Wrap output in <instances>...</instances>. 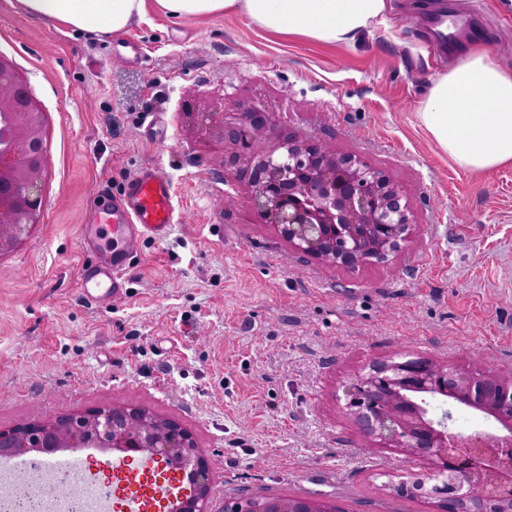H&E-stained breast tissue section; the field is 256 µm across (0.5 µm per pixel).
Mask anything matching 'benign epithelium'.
<instances>
[{"label": "benign epithelium", "mask_w": 512, "mask_h": 512, "mask_svg": "<svg viewBox=\"0 0 512 512\" xmlns=\"http://www.w3.org/2000/svg\"><path fill=\"white\" fill-rule=\"evenodd\" d=\"M10 136L0 142V257L14 251L41 222L47 169L45 117L15 67L0 57V119ZM198 124L242 149L231 162L250 171L249 204L275 227L293 253L327 266L355 270L384 262L410 234V205L396 181L360 156L301 133L280 137L265 153L244 151L267 134L268 112L242 113L224 126V113L199 112ZM346 408L368 447L392 448L424 462L425 477L389 484L398 495L433 503L434 512H512V371L459 368L406 355L374 361L346 392ZM464 406L493 420L501 433L460 438L451 411ZM65 448H99L160 460L188 473L189 491L166 501V512H209L212 470L193 434L136 405L65 413L0 430V461ZM230 512H334L302 498L244 497Z\"/></svg>", "instance_id": "1"}]
</instances>
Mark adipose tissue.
<instances>
[{"instance_id": "obj_1", "label": "adipose tissue", "mask_w": 512, "mask_h": 512, "mask_svg": "<svg viewBox=\"0 0 512 512\" xmlns=\"http://www.w3.org/2000/svg\"><path fill=\"white\" fill-rule=\"evenodd\" d=\"M26 13L83 34L113 35L155 7L177 20L243 16L282 36L353 46L392 27L391 0H17ZM417 116L456 166L481 174L512 166V69L488 45L454 53L433 78Z\"/></svg>"}]
</instances>
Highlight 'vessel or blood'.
I'll return each instance as SVG.
<instances>
[{
    "instance_id": "b4317fda",
    "label": "vessel or blood",
    "mask_w": 512,
    "mask_h": 512,
    "mask_svg": "<svg viewBox=\"0 0 512 512\" xmlns=\"http://www.w3.org/2000/svg\"><path fill=\"white\" fill-rule=\"evenodd\" d=\"M96 195L110 200L112 208L104 221L81 227L83 247L92 248L99 259L82 265L78 286L85 300L98 303L122 297L132 244L144 238L166 239L174 228L175 205L170 180L152 164L136 168L120 193L103 183Z\"/></svg>"
}]
</instances>
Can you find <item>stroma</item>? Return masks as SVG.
I'll return each mask as SVG.
<instances>
[{
  "label": "stroma",
  "mask_w": 512,
  "mask_h": 512,
  "mask_svg": "<svg viewBox=\"0 0 512 512\" xmlns=\"http://www.w3.org/2000/svg\"><path fill=\"white\" fill-rule=\"evenodd\" d=\"M417 2L393 0L394 31L348 48L152 7L100 38L0 0V56L45 114L48 159L41 222L0 257V428L136 403L193 433L212 512L249 496L430 512L388 493L425 468L365 447L345 390L371 360L408 353L512 368V167L464 172L420 124L448 54ZM457 39L512 66V0H465ZM247 108L393 177L415 230L388 263L304 260L262 223L248 171L224 164L231 145L191 119L230 125ZM145 163L170 179L177 223L136 244L121 299L89 306L80 226L100 182L120 190Z\"/></svg>",
  "instance_id": "stroma-1"
}]
</instances>
